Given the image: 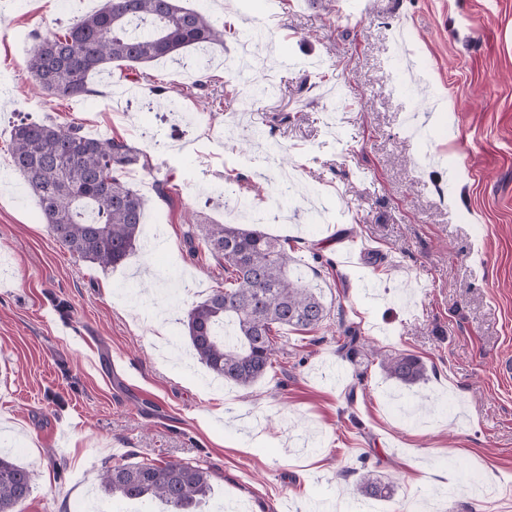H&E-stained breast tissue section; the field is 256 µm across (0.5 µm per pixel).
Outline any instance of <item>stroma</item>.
<instances>
[{
	"mask_svg": "<svg viewBox=\"0 0 512 512\" xmlns=\"http://www.w3.org/2000/svg\"><path fill=\"white\" fill-rule=\"evenodd\" d=\"M99 3L0 0V451L35 474L19 512H136L100 473L143 459L209 467V512H512V379L497 371L512 356V0H182L231 27L208 72L239 95L211 129L177 121L145 82L115 100L116 65L85 99L32 94L19 36ZM197 58L145 67L183 112L198 109L181 95ZM266 77L273 96L253 100ZM22 118L149 150L153 172L127 179L158 249L103 268L59 248L11 170ZM254 126L264 139L241 150ZM283 159L300 187L274 202ZM167 174L170 204L153 187ZM236 176L264 189L250 207L284 213L263 229L330 310L318 332L284 331L246 390L194 358L182 324L225 278L184 232L242 223L225 202ZM341 319L369 350L338 352ZM394 352L420 357L426 381L387 378ZM366 471L392 499L358 494Z\"/></svg>",
	"mask_w": 512,
	"mask_h": 512,
	"instance_id": "stroma-1",
	"label": "stroma"
}]
</instances>
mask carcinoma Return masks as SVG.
<instances>
[{
  "instance_id": "cac0c4a2",
  "label": "carcinoma",
  "mask_w": 512,
  "mask_h": 512,
  "mask_svg": "<svg viewBox=\"0 0 512 512\" xmlns=\"http://www.w3.org/2000/svg\"><path fill=\"white\" fill-rule=\"evenodd\" d=\"M224 22L179 0H104L66 28L35 36L27 68L35 87L54 99L79 98L89 80L116 63L124 77L145 78L137 65L173 58L185 50L224 45ZM11 166L36 197L54 241L70 254L101 267L125 262L135 251L143 225V199L126 179L136 165L152 169L147 153L120 137L92 138L79 124H13ZM194 253L224 261L231 286L214 288L187 310L183 325L199 363L215 376L247 388L273 367L279 351L276 328L311 332L324 326L330 310L321 296L290 273L288 242L259 224H190L185 232ZM338 351L352 358L364 343L351 323H340ZM385 374L405 386L427 379L417 356L388 354ZM33 473L0 456V512H15L32 490ZM106 495L121 500L162 501L167 512H196L210 491L208 468L190 462H134L101 475ZM360 496L387 500L393 485L363 473Z\"/></svg>"
}]
</instances>
